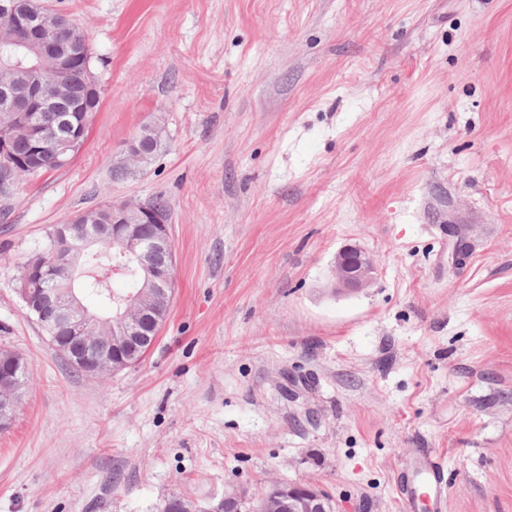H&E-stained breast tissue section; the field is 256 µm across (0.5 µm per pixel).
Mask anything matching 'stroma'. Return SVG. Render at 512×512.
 <instances>
[{
    "label": "stroma",
    "mask_w": 512,
    "mask_h": 512,
    "mask_svg": "<svg viewBox=\"0 0 512 512\" xmlns=\"http://www.w3.org/2000/svg\"><path fill=\"white\" fill-rule=\"evenodd\" d=\"M101 108L66 168L0 184V349L30 378L0 512H160L273 483L336 512H512V0H45ZM147 123L148 160L125 144ZM125 168L122 177L113 172ZM164 197L176 263L144 360L70 370L19 294L58 224ZM373 284L336 289L343 246ZM414 467L420 469L424 478V484L429 490L428 496L433 495V500L436 502L438 512L446 507V487L444 486V476L435 463L427 456L420 455L416 457Z\"/></svg>",
    "instance_id": "stroma-1"
}]
</instances>
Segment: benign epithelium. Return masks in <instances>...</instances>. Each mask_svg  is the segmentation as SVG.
<instances>
[{"instance_id": "7a95c632", "label": "benign epithelium", "mask_w": 512, "mask_h": 512, "mask_svg": "<svg viewBox=\"0 0 512 512\" xmlns=\"http://www.w3.org/2000/svg\"><path fill=\"white\" fill-rule=\"evenodd\" d=\"M40 18L37 40H19L20 50L7 67L0 66V99L5 103L7 125L0 135L12 134L15 129L24 132L30 142L31 151L25 158L5 156L0 153V171L6 174L25 171L30 175L42 170L45 136L44 125L37 112H49L57 102L70 96L68 71L72 62L83 65L91 84H97L91 71V55L85 30L73 25L71 36L73 51L66 55L58 52L56 38L61 14L44 6L40 0H0V28L15 34L30 29L31 18ZM87 119L77 126H68L56 138L55 162L63 168L83 149ZM146 133L135 134L126 144V157L143 161L146 159ZM112 223L97 227L96 233L81 237L73 229L79 220L89 216L79 212L69 218V223L58 224L54 230L55 264L42 271L52 283L39 300L31 298L28 277L35 270L28 263L21 277L19 292L28 310L34 312L41 327L50 334L51 344L69 362L78 365L90 377L119 371L126 362L121 351L129 346L146 341L144 336H132L129 323L140 318L135 302L113 309L112 320L118 330H113L108 320L88 313L72 289L79 255L86 249L98 245L119 246L126 251L135 245V229L138 224H155L158 233L154 246L158 263L142 268L144 280L156 278L158 268L172 269L174 250L170 237L169 213L149 204L110 203ZM375 256L359 247H347L338 252L334 266L336 287L339 290L367 288L374 281ZM73 335L77 345L73 348L59 343V333ZM21 357L10 349H0V431L9 430L15 420L16 410L24 389L19 372ZM280 505H288L290 512H328L326 501L314 488L307 486L276 485L273 489Z\"/></svg>"}]
</instances>
